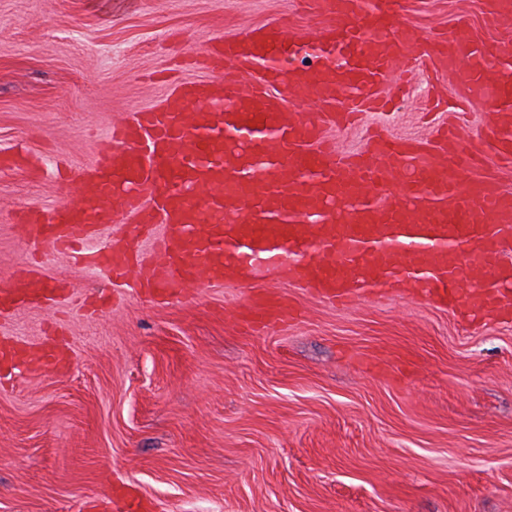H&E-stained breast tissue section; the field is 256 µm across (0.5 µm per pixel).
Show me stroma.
<instances>
[{"mask_svg":"<svg viewBox=\"0 0 512 512\" xmlns=\"http://www.w3.org/2000/svg\"><path fill=\"white\" fill-rule=\"evenodd\" d=\"M417 34L467 22L497 39L492 0H405ZM274 18H316L305 0H0V150L78 169L112 124L157 104L178 66L167 38L198 48ZM407 78L387 127L431 139L428 88ZM73 184L0 170V285L27 255L12 222ZM74 294H107L69 318L68 368L0 371V512H85L130 486L153 512H512V322L403 295L340 307L268 279L299 316L238 331V288L165 303L48 257ZM49 314L20 307L0 335L44 339Z\"/></svg>","mask_w":512,"mask_h":512,"instance_id":"obj_1","label":"stroma"}]
</instances>
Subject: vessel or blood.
<instances>
[{"mask_svg":"<svg viewBox=\"0 0 512 512\" xmlns=\"http://www.w3.org/2000/svg\"><path fill=\"white\" fill-rule=\"evenodd\" d=\"M312 28L271 20L199 49L202 78L113 124L74 176L77 196L12 216L30 250L61 254L134 284L147 297L203 286L251 289L240 324L287 322V304L257 295L262 274L345 306L402 293L439 308L512 315V190L483 173L512 162V0H496L501 33L476 45L466 22L412 37L400 0H311ZM452 74L455 93L489 104L487 128L430 141L380 129L336 150L332 132L397 90L403 69ZM315 100L295 117L291 101ZM399 196H391L393 183ZM123 218L131 232L97 242ZM64 286L30 269L0 288V315L52 304ZM68 352L0 336V365L62 366ZM94 512H148L138 494Z\"/></svg>","mask_w":512,"mask_h":512,"instance_id":"obj_1","label":"vessel or blood"}]
</instances>
